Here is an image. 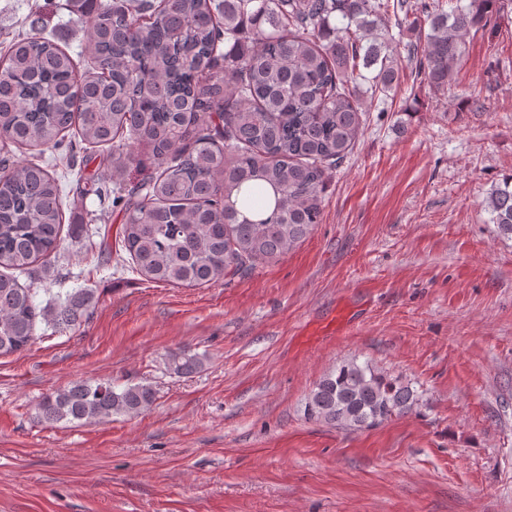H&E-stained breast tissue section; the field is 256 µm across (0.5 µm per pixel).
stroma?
<instances>
[{
    "instance_id": "1",
    "label": "stroma",
    "mask_w": 512,
    "mask_h": 512,
    "mask_svg": "<svg viewBox=\"0 0 512 512\" xmlns=\"http://www.w3.org/2000/svg\"><path fill=\"white\" fill-rule=\"evenodd\" d=\"M507 11L467 36L448 93L407 72L365 113L304 242L209 287L99 253L123 222L112 192H83L70 144L41 154L66 227L19 280L43 306L77 288L97 304L0 357V512H512V239L486 205L512 177ZM35 27L87 58L66 0H0V43ZM181 349L199 372L166 371ZM351 359L409 380L420 404L362 430L306 419L305 397ZM80 380L149 383L156 400L135 418H37Z\"/></svg>"
}]
</instances>
